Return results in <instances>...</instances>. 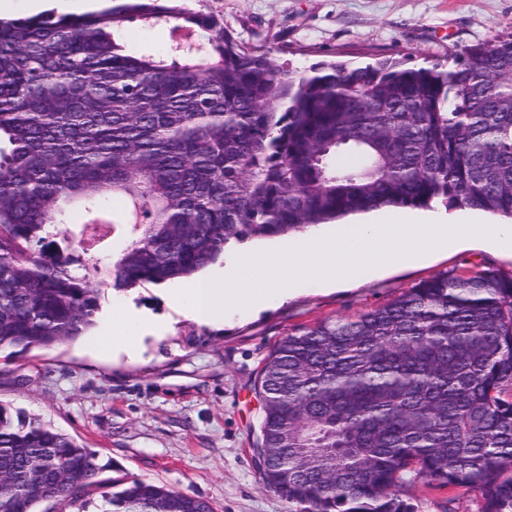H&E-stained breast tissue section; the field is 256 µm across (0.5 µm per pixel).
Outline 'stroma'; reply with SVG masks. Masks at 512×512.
<instances>
[{"label":"stroma","instance_id":"1","mask_svg":"<svg viewBox=\"0 0 512 512\" xmlns=\"http://www.w3.org/2000/svg\"><path fill=\"white\" fill-rule=\"evenodd\" d=\"M238 42L274 50L305 73L322 62L379 59L417 68L512 37V0H190ZM478 267L512 274V257L473 244L336 290L298 282L291 298L201 324L161 285L105 291L98 322L126 308L152 326L140 358L85 340L0 351V403L39 416L98 455L100 479L142 478L208 501L213 512H294L262 483L255 446L258 372L291 329L390 303L431 277Z\"/></svg>","mask_w":512,"mask_h":512}]
</instances>
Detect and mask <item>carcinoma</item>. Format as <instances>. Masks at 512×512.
Here are the masks:
<instances>
[{
    "instance_id": "cac0c4a2",
    "label": "carcinoma",
    "mask_w": 512,
    "mask_h": 512,
    "mask_svg": "<svg viewBox=\"0 0 512 512\" xmlns=\"http://www.w3.org/2000/svg\"><path fill=\"white\" fill-rule=\"evenodd\" d=\"M133 22L168 25L172 44L135 49ZM434 202L512 219V38L445 65L297 75L177 0L0 19V350L75 341L104 290L191 277L233 241ZM73 204L96 214L75 246L54 232ZM130 210L112 266L86 263L97 227ZM257 390L262 480L303 512H418L403 492L423 480L512 512V274H440L296 328ZM99 472L93 451L0 403V512H83L93 488L102 512H212Z\"/></svg>"
}]
</instances>
